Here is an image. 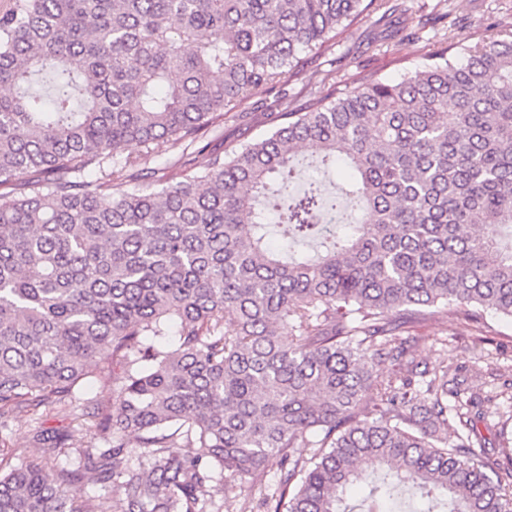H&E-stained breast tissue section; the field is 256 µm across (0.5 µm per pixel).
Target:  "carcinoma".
Wrapping results in <instances>:
<instances>
[{"label":"carcinoma","instance_id":"cac0c4a2","mask_svg":"<svg viewBox=\"0 0 512 512\" xmlns=\"http://www.w3.org/2000/svg\"><path fill=\"white\" fill-rule=\"evenodd\" d=\"M377 2L0 5V433L81 405L109 359L119 386L86 413L102 446L37 433L64 458L52 480L0 458V512H98L89 486L111 512H231L271 460L266 512H512V439L476 461L497 397L420 367L410 332L446 310L512 320V28L190 163ZM164 137L184 173L145 187ZM302 145L352 171L342 199L317 175L288 193ZM346 202L338 235L323 217Z\"/></svg>","mask_w":512,"mask_h":512}]
</instances>
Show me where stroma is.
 <instances>
[{
  "instance_id": "35a3bbf8",
  "label": "stroma",
  "mask_w": 512,
  "mask_h": 512,
  "mask_svg": "<svg viewBox=\"0 0 512 512\" xmlns=\"http://www.w3.org/2000/svg\"><path fill=\"white\" fill-rule=\"evenodd\" d=\"M392 2L397 10L391 16L378 10L365 12L340 32L333 46L302 53L296 73L227 113L223 127L205 137L210 149L221 151L275 130L282 124L281 113L295 111L309 92L328 90L331 82L349 86L364 74L397 81L405 69L422 64L429 51L451 43L471 44L512 23V0ZM484 329L487 339L480 342L475 331L455 315H440L417 328L413 355L424 366L464 367L465 385L471 392L497 396V410L478 424L486 446L481 458L491 463L497 457L500 433L512 437V399L503 392L505 381L512 380V320L489 311L484 315ZM62 427L68 429L75 446L93 444L88 423L42 407L12 416L4 452L17 460L38 457L35 432Z\"/></svg>"
}]
</instances>
